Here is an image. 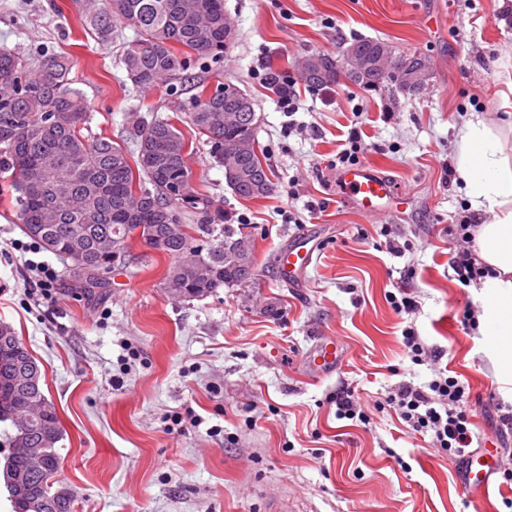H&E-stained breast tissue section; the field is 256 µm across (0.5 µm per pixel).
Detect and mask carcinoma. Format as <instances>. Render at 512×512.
Returning <instances> with one entry per match:
<instances>
[{"label": "carcinoma", "mask_w": 512, "mask_h": 512, "mask_svg": "<svg viewBox=\"0 0 512 512\" xmlns=\"http://www.w3.org/2000/svg\"><path fill=\"white\" fill-rule=\"evenodd\" d=\"M73 3L85 30L99 42L112 41L115 20L136 29L120 59L136 93L188 78L193 64L224 57L236 36L224 0ZM350 48L365 66L349 82L405 96L425 87L426 56L399 54L379 39L358 38ZM390 57L404 61L396 78L384 66ZM72 67L70 56L46 53L31 71L19 53L0 48V172L12 178L20 230L66 261L71 287L93 299L110 288L112 246L119 243L128 252L136 237L172 259L162 285L175 299L190 301L220 288L250 285L256 270L253 248L235 261L215 251L235 237L249 238L248 225L232 223L214 198L196 189L184 134L168 118L147 119L137 111L129 130L135 156L108 138L85 134L92 108L85 94L71 87ZM299 83L322 90L338 85L339 78L320 53L299 60L293 77L271 66L265 74L266 88L281 100L294 95ZM253 111L247 93L235 86L228 98L219 83L201 89L184 116L197 135L206 137L227 185L244 200L274 191L259 156L255 126L247 122ZM197 216L200 223H188ZM19 356L31 354L13 327L1 322L0 420L25 415V423L15 426L3 471L7 490L21 489L11 499L14 512H32L30 489L46 504L41 512H77V494L59 480L56 445L63 434L56 408L44 392L15 384ZM23 448L41 449L40 467H32Z\"/></svg>", "instance_id": "1"}]
</instances>
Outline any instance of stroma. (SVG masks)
<instances>
[{
  "label": "stroma",
  "mask_w": 512,
  "mask_h": 512,
  "mask_svg": "<svg viewBox=\"0 0 512 512\" xmlns=\"http://www.w3.org/2000/svg\"><path fill=\"white\" fill-rule=\"evenodd\" d=\"M236 24L219 61L191 69L192 82L148 91L155 114L187 111L197 85L232 83L255 100L261 158L271 169L269 197L243 200L224 180L210 147L182 125L194 149L199 192L249 224L256 278L245 288L178 302L161 281L170 260L153 253L137 269L111 274L105 298L90 301L60 280L38 300L9 174L0 173V322L36 358L43 391L63 429L61 480L79 512H267L277 497L293 512H504L512 487L487 499L461 484L459 460L439 455L407 432L391 409L375 411L399 382L421 385L429 366L412 364L402 332L414 327L442 350V365L469 390L475 448L494 441L512 464V437L499 432L497 407L512 403L479 331L463 329L464 309L481 307L448 265L451 230L471 208L450 175L460 120L498 114L512 102V0H224ZM102 44L87 34L72 0H0V48L29 57L66 52L71 78L91 103L89 133L120 143L135 103L119 63L134 32L116 24ZM355 38L387 41L431 64L419 95L406 97L340 84L298 86L299 110L284 112L261 79L267 66L293 71L312 53L341 56ZM360 125L363 164L397 183L398 205L377 216L353 209L336 188V154ZM404 242L401 252L388 238ZM307 244L313 260L288 282L279 260ZM408 289L412 315L388 296ZM344 355L335 372L314 377L307 362L318 342ZM140 358L124 368L127 347ZM371 405L361 424L336 416L340 387ZM192 410L199 426L169 430L174 412Z\"/></svg>",
  "instance_id": "35a3bbf8"
}]
</instances>
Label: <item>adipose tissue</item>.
Segmentation results:
<instances>
[{
    "instance_id": "1",
    "label": "adipose tissue",
    "mask_w": 512,
    "mask_h": 512,
    "mask_svg": "<svg viewBox=\"0 0 512 512\" xmlns=\"http://www.w3.org/2000/svg\"><path fill=\"white\" fill-rule=\"evenodd\" d=\"M512 120L469 113L455 156L456 170L475 209L489 222L476 234V255L492 273L481 281L479 329L490 342L496 370L512 380Z\"/></svg>"
}]
</instances>
